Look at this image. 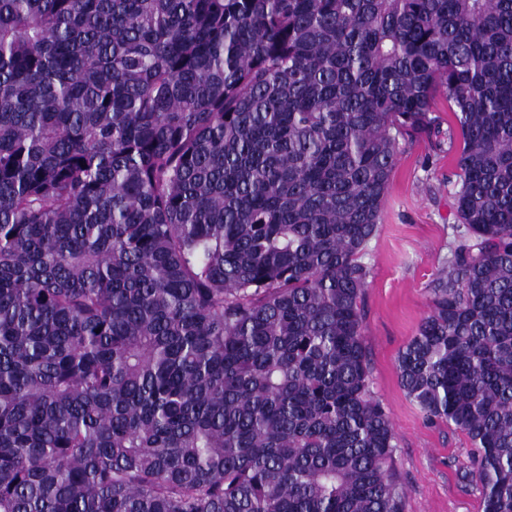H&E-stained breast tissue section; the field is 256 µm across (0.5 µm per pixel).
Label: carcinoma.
I'll use <instances>...</instances> for the list:
<instances>
[{"label":"carcinoma","instance_id":"carcinoma-1","mask_svg":"<svg viewBox=\"0 0 512 512\" xmlns=\"http://www.w3.org/2000/svg\"><path fill=\"white\" fill-rule=\"evenodd\" d=\"M441 103L397 371L512 512V0H0V512H404L361 256Z\"/></svg>","mask_w":512,"mask_h":512}]
</instances>
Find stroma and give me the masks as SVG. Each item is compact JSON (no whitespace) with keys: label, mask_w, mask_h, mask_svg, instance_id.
Returning <instances> with one entry per match:
<instances>
[{"label":"stroma","mask_w":512,"mask_h":512,"mask_svg":"<svg viewBox=\"0 0 512 512\" xmlns=\"http://www.w3.org/2000/svg\"><path fill=\"white\" fill-rule=\"evenodd\" d=\"M456 178L452 157L427 139L409 144L391 179L383 221L362 257L370 269L365 334L372 390L396 435L394 471L405 512H482L475 485L458 478L468 437L428 423L402 390L396 359L428 311L427 286L451 257Z\"/></svg>","instance_id":"1"}]
</instances>
